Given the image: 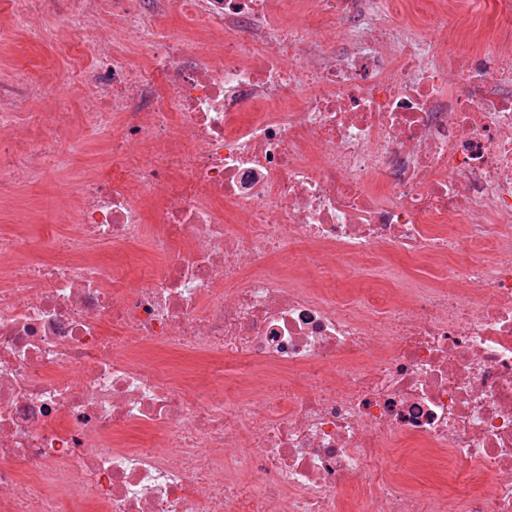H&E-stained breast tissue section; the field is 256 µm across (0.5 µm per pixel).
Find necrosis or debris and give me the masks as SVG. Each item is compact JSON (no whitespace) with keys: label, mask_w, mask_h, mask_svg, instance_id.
<instances>
[{"label":"necrosis or debris","mask_w":512,"mask_h":512,"mask_svg":"<svg viewBox=\"0 0 512 512\" xmlns=\"http://www.w3.org/2000/svg\"><path fill=\"white\" fill-rule=\"evenodd\" d=\"M461 2L62 0L0 204L112 170L0 226V512H512V0ZM77 160L73 165V172L104 174L101 166V156L104 151V141H91L75 143Z\"/></svg>","instance_id":"obj_1"}]
</instances>
